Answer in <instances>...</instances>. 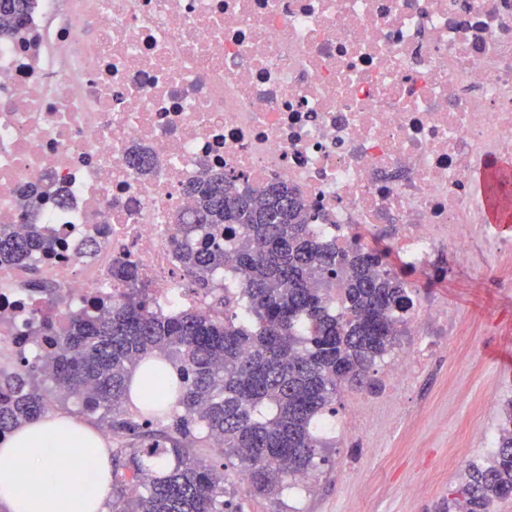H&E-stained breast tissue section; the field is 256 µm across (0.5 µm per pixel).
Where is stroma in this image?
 <instances>
[{
  "label": "stroma",
  "mask_w": 512,
  "mask_h": 512,
  "mask_svg": "<svg viewBox=\"0 0 512 512\" xmlns=\"http://www.w3.org/2000/svg\"><path fill=\"white\" fill-rule=\"evenodd\" d=\"M469 263L448 252L432 272L440 302L463 318L437 341L441 367L424 366L404 395L378 369L372 387L338 394L313 490L269 499L241 487L236 467L225 464L224 485L242 512H438L465 465L489 462L483 439L498 437L501 406L512 396V371L497 358L512 354V286L487 287ZM357 403L376 412L375 429L348 428Z\"/></svg>",
  "instance_id": "obj_1"
}]
</instances>
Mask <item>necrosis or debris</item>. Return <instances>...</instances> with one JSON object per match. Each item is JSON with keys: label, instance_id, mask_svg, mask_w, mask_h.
I'll use <instances>...</instances> for the list:
<instances>
[{"label": "necrosis or debris", "instance_id": "4bbe7bcc", "mask_svg": "<svg viewBox=\"0 0 512 512\" xmlns=\"http://www.w3.org/2000/svg\"><path fill=\"white\" fill-rule=\"evenodd\" d=\"M492 156L512 158V0H35L0 43V224L58 252L0 265V362L119 299L121 261L157 311L210 313L177 258L205 173L285 182L322 236L423 274L473 250Z\"/></svg>", "mask_w": 512, "mask_h": 512}]
</instances>
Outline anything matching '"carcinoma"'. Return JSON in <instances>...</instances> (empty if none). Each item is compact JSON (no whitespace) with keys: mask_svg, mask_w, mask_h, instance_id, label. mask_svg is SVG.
<instances>
[{"mask_svg":"<svg viewBox=\"0 0 512 512\" xmlns=\"http://www.w3.org/2000/svg\"><path fill=\"white\" fill-rule=\"evenodd\" d=\"M32 0H0V41L27 19ZM187 192L201 240L180 249L191 282L212 296L215 315L167 316L133 288L90 314L72 315L48 337L50 370L18 353L0 371V437L76 400L97 413L112 444V512H234L225 499L224 458L249 488L278 497L315 467L324 447L315 420L339 388L368 382L397 346L399 316L412 306L408 282L387 269V253L322 239L285 183L260 196L242 174L211 172ZM39 229L0 224V263L54 252ZM240 268L245 281L217 287L213 273ZM151 357L173 366L132 396L134 372ZM139 490L126 485V473ZM512 496V403L497 449L468 466L440 512H490Z\"/></svg>","mask_w":512,"mask_h":512,"instance_id":"cac0c4a2","label":"carcinoma"}]
</instances>
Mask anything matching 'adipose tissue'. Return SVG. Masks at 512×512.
Returning a JSON list of instances; mask_svg holds the SVG:
<instances>
[{
  "label": "adipose tissue",
  "instance_id": "1",
  "mask_svg": "<svg viewBox=\"0 0 512 512\" xmlns=\"http://www.w3.org/2000/svg\"><path fill=\"white\" fill-rule=\"evenodd\" d=\"M110 490L102 436L72 416L48 413L0 439V512H106Z\"/></svg>",
  "mask_w": 512,
  "mask_h": 512
}]
</instances>
